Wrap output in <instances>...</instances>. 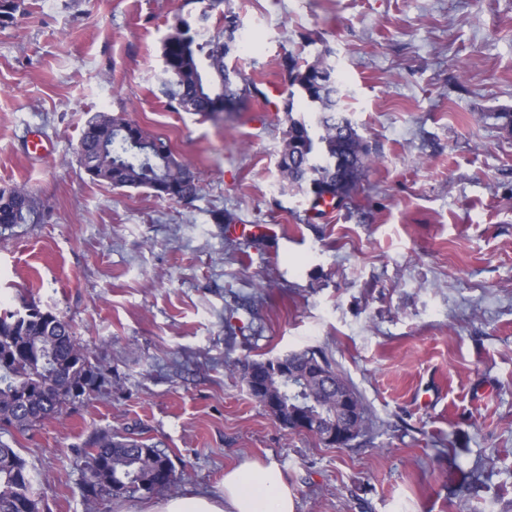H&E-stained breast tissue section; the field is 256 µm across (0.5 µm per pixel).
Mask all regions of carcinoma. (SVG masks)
I'll list each match as a JSON object with an SVG mask.
<instances>
[{
  "label": "carcinoma",
  "instance_id": "cac0c4a2",
  "mask_svg": "<svg viewBox=\"0 0 512 512\" xmlns=\"http://www.w3.org/2000/svg\"><path fill=\"white\" fill-rule=\"evenodd\" d=\"M23 0H0V25L15 18ZM195 19H180L163 46L161 93L177 112L215 115L251 96H266L255 80L230 57L242 29L229 0H196ZM219 27L207 25L213 14ZM283 66L288 87L283 111L288 113L280 167L288 183L311 197L312 207L338 195L352 201L375 162L367 142L346 115L332 66L309 64L288 53ZM300 113L294 117V113ZM81 168L92 181L117 188H146L156 196L191 202L200 184L191 164L177 159L160 136L145 132L120 115L97 113L82 130ZM38 203L24 188L0 190V224H34ZM103 369L72 326L34 302L0 311V434L24 432L73 405L72 388L80 396L93 391ZM81 453L86 472L83 497L93 503L107 488L113 495L173 490L171 458L132 434L96 432ZM34 476L26 462L0 440V512H39Z\"/></svg>",
  "mask_w": 512,
  "mask_h": 512
}]
</instances>
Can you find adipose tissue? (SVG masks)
Wrapping results in <instances>:
<instances>
[{"label":"adipose tissue","mask_w":512,"mask_h":512,"mask_svg":"<svg viewBox=\"0 0 512 512\" xmlns=\"http://www.w3.org/2000/svg\"><path fill=\"white\" fill-rule=\"evenodd\" d=\"M295 495L275 463L247 461L226 471L218 490L158 501L149 512H295Z\"/></svg>","instance_id":"ef3b65f1"}]
</instances>
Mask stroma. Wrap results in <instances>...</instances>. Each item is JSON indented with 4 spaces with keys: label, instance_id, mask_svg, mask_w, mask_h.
Returning a JSON list of instances; mask_svg holds the SVG:
<instances>
[{
    "label": "stroma",
    "instance_id": "stroma-1",
    "mask_svg": "<svg viewBox=\"0 0 512 512\" xmlns=\"http://www.w3.org/2000/svg\"><path fill=\"white\" fill-rule=\"evenodd\" d=\"M24 3L0 25V189L48 216L0 225V306L51 308L107 371L9 439L41 512L154 502L86 504L78 449L101 429L158 444L180 494L258 459L296 512H512V132L497 117L512 110V0H230L253 42L229 62L262 93L210 118L159 91L192 0ZM290 52L335 66L375 156L352 204L319 217L279 167ZM98 112L168 139L198 197L91 181L78 148ZM35 133L50 156H29ZM305 349L363 403L348 447L285 428L247 390L244 363Z\"/></svg>",
    "mask_w": 512,
    "mask_h": 512
}]
</instances>
